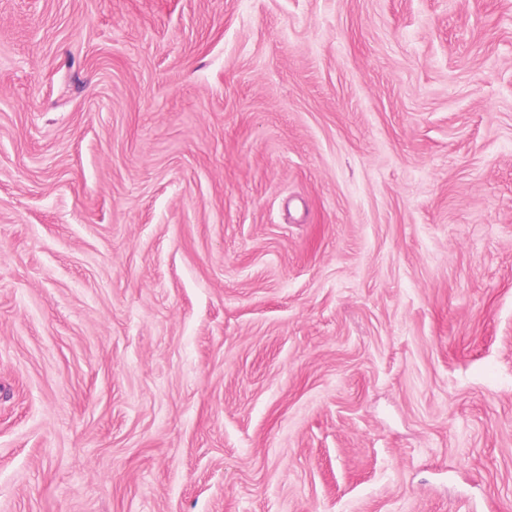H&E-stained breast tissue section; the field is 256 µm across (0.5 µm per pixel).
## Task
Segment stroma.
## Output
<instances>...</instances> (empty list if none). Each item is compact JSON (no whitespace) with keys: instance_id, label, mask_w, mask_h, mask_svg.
Returning <instances> with one entry per match:
<instances>
[{"instance_id":"obj_1","label":"stroma","mask_w":512,"mask_h":512,"mask_svg":"<svg viewBox=\"0 0 512 512\" xmlns=\"http://www.w3.org/2000/svg\"><path fill=\"white\" fill-rule=\"evenodd\" d=\"M0 512H512V0H0Z\"/></svg>"}]
</instances>
